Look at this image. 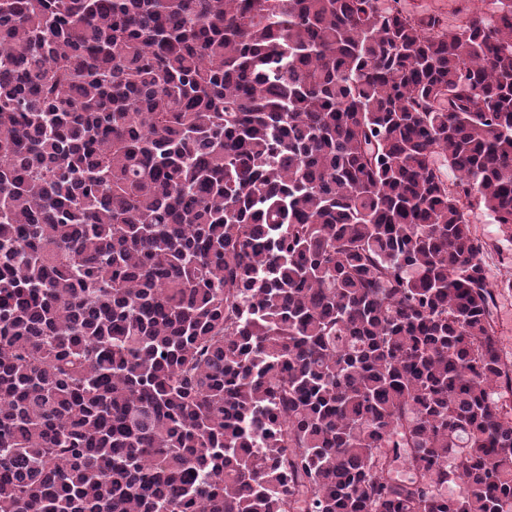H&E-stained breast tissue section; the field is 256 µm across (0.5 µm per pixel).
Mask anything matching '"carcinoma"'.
I'll return each mask as SVG.
<instances>
[{
	"label": "carcinoma",
	"mask_w": 512,
	"mask_h": 512,
	"mask_svg": "<svg viewBox=\"0 0 512 512\" xmlns=\"http://www.w3.org/2000/svg\"><path fill=\"white\" fill-rule=\"evenodd\" d=\"M494 5L0 0V512H512ZM470 221L477 234L490 243L489 249H491V252L484 256L488 280L491 283L503 280V278L509 275L510 268L501 261L499 251L502 253V256L510 255V253L512 256V243L505 241L500 236L497 226L491 224V220L484 210H474L470 215Z\"/></svg>",
	"instance_id": "carcinoma-1"
}]
</instances>
